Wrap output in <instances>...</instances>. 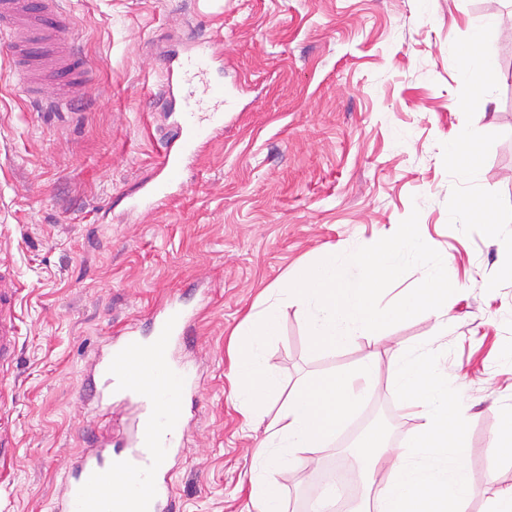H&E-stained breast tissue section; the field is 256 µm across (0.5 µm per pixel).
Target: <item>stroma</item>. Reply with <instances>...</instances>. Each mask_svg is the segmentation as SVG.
Masks as SVG:
<instances>
[{"instance_id":"35a3bbf8","label":"stroma","mask_w":512,"mask_h":512,"mask_svg":"<svg viewBox=\"0 0 512 512\" xmlns=\"http://www.w3.org/2000/svg\"><path fill=\"white\" fill-rule=\"evenodd\" d=\"M93 69L79 111L24 102L0 51V265L16 293L15 353L0 370V512H48L62 474L95 436L83 379L109 336L186 283L207 289L193 356L203 381L192 433L170 465L178 512H254L249 477L278 406L246 425L232 394V334L273 283L332 245H370L419 209L422 238L448 255V333L425 312L335 351H312L303 314L283 309L269 344L284 388L371 351L425 348L467 425L477 493L512 485L496 436L512 412V0H64ZM498 78L483 109L456 50L488 16ZM223 56L229 118L204 144L186 191L149 213L111 201L149 176L168 105L161 58L188 33ZM485 159L468 182L448 163ZM469 196L503 221L452 222ZM404 449L413 424L387 372L341 430L370 417ZM337 461L274 476L284 512L305 505Z\"/></svg>"}]
</instances>
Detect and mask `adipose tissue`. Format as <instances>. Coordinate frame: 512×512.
I'll list each match as a JSON object with an SVG mask.
<instances>
[{"label":"adipose tissue","instance_id":"1","mask_svg":"<svg viewBox=\"0 0 512 512\" xmlns=\"http://www.w3.org/2000/svg\"><path fill=\"white\" fill-rule=\"evenodd\" d=\"M465 78L491 74L496 59L475 32L458 49ZM380 368L377 354H369L346 372L323 374L302 382L288 395L277 419L268 427L263 475L250 478L251 503L257 512H282L272 480L283 464L316 455L334 443L338 432L365 402ZM396 396L406 418L417 426L409 448L398 451L386 443L369 441L355 450L369 478L381 488L372 499L373 512H466L473 493L462 440L438 442L434 434L448 411V382L423 351L408 350L389 364Z\"/></svg>","mask_w":512,"mask_h":512}]
</instances>
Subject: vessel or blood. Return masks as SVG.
<instances>
[{"label":"vessel or blood","instance_id":"vessel-or-blood-1","mask_svg":"<svg viewBox=\"0 0 512 512\" xmlns=\"http://www.w3.org/2000/svg\"><path fill=\"white\" fill-rule=\"evenodd\" d=\"M76 27L60 0H0V41L9 47L12 83L53 112L76 111V93L92 75ZM216 61L214 45L195 37L163 60V93L180 100L176 132L159 149L153 174L123 196L127 210L150 212L181 195L200 146L223 130L226 95L223 81L212 76ZM10 303L0 289L1 366L16 334L4 312ZM200 315L181 294L171 295L152 310L147 327H124L99 352L87 376L86 404L102 416L134 405L130 432L77 457L51 512H171L168 466L190 433L188 405L201 388L198 370L176 350L189 345Z\"/></svg>","mask_w":512,"mask_h":512}]
</instances>
